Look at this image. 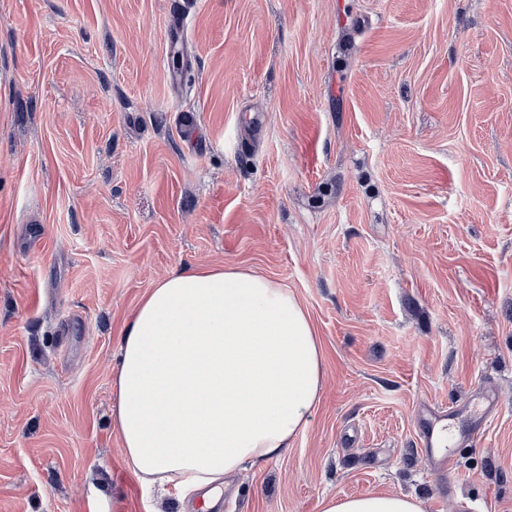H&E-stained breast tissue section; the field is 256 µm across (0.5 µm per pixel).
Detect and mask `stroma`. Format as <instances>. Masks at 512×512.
Wrapping results in <instances>:
<instances>
[{
	"label": "stroma",
	"instance_id": "stroma-1",
	"mask_svg": "<svg viewBox=\"0 0 512 512\" xmlns=\"http://www.w3.org/2000/svg\"><path fill=\"white\" fill-rule=\"evenodd\" d=\"M224 265L305 306L323 386L282 455L164 512H512V0H0V512H150L121 332ZM485 389L440 491L415 415ZM480 398L484 409L482 412L474 414L470 418V428L474 436H479L484 432L492 414L498 409V403L490 392L481 393ZM322 512H422L416 499L395 492L332 497L323 502Z\"/></svg>",
	"mask_w": 512,
	"mask_h": 512
}]
</instances>
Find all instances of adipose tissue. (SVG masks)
I'll return each instance as SVG.
<instances>
[{"instance_id":"ef3b65f1","label":"adipose tissue","mask_w":512,"mask_h":512,"mask_svg":"<svg viewBox=\"0 0 512 512\" xmlns=\"http://www.w3.org/2000/svg\"><path fill=\"white\" fill-rule=\"evenodd\" d=\"M310 316L280 283L233 265L157 281L126 324L115 377L126 458L146 486L219 487L279 456L322 388ZM322 512H422L395 492L333 497Z\"/></svg>"}]
</instances>
